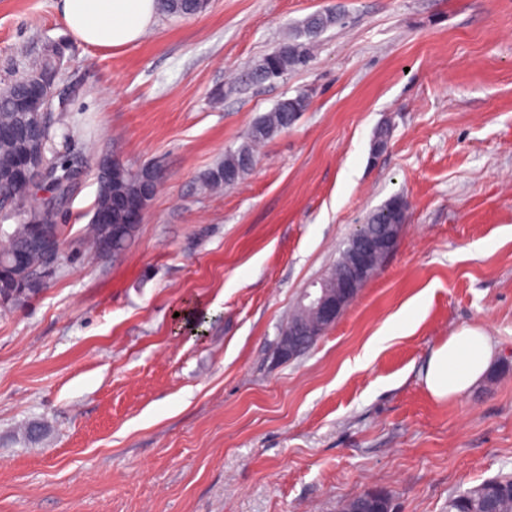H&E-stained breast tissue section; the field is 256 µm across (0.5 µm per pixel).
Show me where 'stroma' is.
Instances as JSON below:
<instances>
[{
	"mask_svg": "<svg viewBox=\"0 0 512 512\" xmlns=\"http://www.w3.org/2000/svg\"><path fill=\"white\" fill-rule=\"evenodd\" d=\"M324 10L342 20L309 67L252 82ZM52 53L50 156L77 187L55 276L0 308V512H340L365 489L392 512H448L512 475V0H211L112 50L76 41L57 0H0V92ZM300 92L307 111L245 177L204 188ZM104 154L163 181L100 258L81 239ZM395 196V250L310 350L274 361L302 288ZM466 326L497 357L435 400L422 367Z\"/></svg>",
	"mask_w": 512,
	"mask_h": 512,
	"instance_id": "obj_1",
	"label": "stroma"
}]
</instances>
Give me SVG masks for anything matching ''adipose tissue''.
Returning <instances> with one entry per match:
<instances>
[{
    "mask_svg": "<svg viewBox=\"0 0 512 512\" xmlns=\"http://www.w3.org/2000/svg\"><path fill=\"white\" fill-rule=\"evenodd\" d=\"M58 8L74 39L106 50L140 41L159 13L157 0H59ZM495 355L484 329L464 327L431 351L421 377L434 399L456 398L484 378Z\"/></svg>",
    "mask_w": 512,
    "mask_h": 512,
    "instance_id": "ef3b65f1",
    "label": "adipose tissue"
}]
</instances>
